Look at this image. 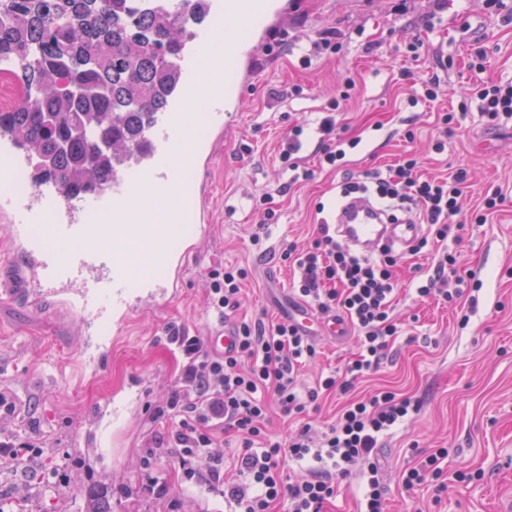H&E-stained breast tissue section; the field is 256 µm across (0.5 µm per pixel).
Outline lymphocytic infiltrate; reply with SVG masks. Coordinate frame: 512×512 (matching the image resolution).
<instances>
[{"instance_id":"lymphocytic-infiltrate-1","label":"lymphocytic infiltrate","mask_w":512,"mask_h":512,"mask_svg":"<svg viewBox=\"0 0 512 512\" xmlns=\"http://www.w3.org/2000/svg\"><path fill=\"white\" fill-rule=\"evenodd\" d=\"M488 121L512 116V82L477 85L472 93ZM415 156H408L388 175L367 173L381 199L415 204L436 237L447 238L449 220L459 211L467 181L465 172L451 179L417 177ZM314 245L298 251L282 248V261L299 271L298 291L320 312L343 314L358 333V355L342 375L321 378L306 395H298V370L315 348L295 323L239 322L235 347L219 353L201 337L179 326L167 340L181 358L168 416L174 424L166 434L183 484L204 483L231 503L234 512H326L336 496V478L355 465L366 468L362 512H381L383 488L372 457L380 439L419 410L418 401L381 392L347 404L321 441L301 431L280 442L268 435L269 403L277 401L286 415L301 416L321 392H348L377 369L389 340L398 332L389 316L398 283L392 274L397 260L390 252L373 261L342 247L330 225L318 228ZM246 268L217 266L210 272L209 304L220 316L237 312L242 302ZM242 435L234 460L236 477L224 478V434Z\"/></svg>"}]
</instances>
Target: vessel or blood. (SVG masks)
Masks as SVG:
<instances>
[{
	"label": "vessel or blood",
	"mask_w": 512,
	"mask_h": 512,
	"mask_svg": "<svg viewBox=\"0 0 512 512\" xmlns=\"http://www.w3.org/2000/svg\"><path fill=\"white\" fill-rule=\"evenodd\" d=\"M287 8V0H211L209 20L186 37L182 85L168 109L155 113L147 145L131 163L133 176L118 175L81 196L52 182L24 193L0 192V226L18 258L0 288L19 291L34 309L51 306L73 317L89 364L101 365L108 355L103 327L120 329L145 304L180 292L187 257L210 233L205 183L189 192L180 175L211 161L223 144L240 110L242 90L254 77L266 29ZM219 25L232 37L215 54L211 46ZM197 95L206 106L201 117L192 110ZM201 119L210 125L213 140L195 138ZM26 164L14 135L1 132L0 177ZM90 211L98 223H86ZM334 221L338 237L363 252L388 246L406 253L423 234L422 225L398 218L362 193L345 195ZM40 222L45 230L39 235L31 227ZM130 407L129 400L114 397L90 410L94 455H101L113 424Z\"/></svg>",
	"instance_id": "vessel-or-blood-1"
}]
</instances>
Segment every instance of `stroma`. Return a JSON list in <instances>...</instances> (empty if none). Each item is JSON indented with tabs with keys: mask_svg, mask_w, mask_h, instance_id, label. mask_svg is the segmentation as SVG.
I'll return each mask as SVG.
<instances>
[{
	"mask_svg": "<svg viewBox=\"0 0 512 512\" xmlns=\"http://www.w3.org/2000/svg\"><path fill=\"white\" fill-rule=\"evenodd\" d=\"M271 31L278 46L259 50L257 77L245 89L242 110L208 175L188 174L195 181L208 179L212 231L187 258L184 288L176 298L135 314L112 335L101 370L87 374L84 341L72 317L61 311L38 314L0 293V394L15 407L4 423L42 450L28 479L0 457V494L14 496L25 485L27 512H220L225 503L207 486L180 484L173 449L153 446L171 426L161 412L181 364L165 340L167 326L204 337L262 310L272 321L307 310L294 290L297 271L278 257L281 247L312 245L318 224L334 218L345 178L388 172L409 154L417 156V173L425 178L466 171L462 215L492 193L502 201L485 223L465 224L458 240H433L422 252L402 256L394 274L405 284L423 279L438 253L449 250L473 285L453 303L438 294L400 293L393 308L400 333L379 368L351 395L322 393L305 417L273 409L271 432L285 440L306 423L325 431L350 397L379 390L415 396L422 401L420 411L385 434L375 450L385 512H499L501 502L512 499V118L490 123L473 110L449 131L438 121L472 86L512 80V0L497 9L487 0H300ZM328 31L336 34L337 52L311 54L312 41ZM417 39L424 48L412 61L405 51ZM477 43L488 54L482 72L468 67ZM405 68L412 73L407 80L400 75ZM435 75L441 79L438 98L411 105L422 81ZM285 86L297 87V94L274 98V90ZM344 90L350 98L335 115L336 128L351 146L344 165L330 169L319 162L316 127ZM302 123L307 129L300 164L314 175L296 182L279 166V147ZM244 144L252 154H241ZM266 193L279 220L269 226L261 253L250 237L263 219L256 203ZM228 200L239 202L236 213L226 214ZM220 263L252 271L240 309L224 319L206 304L208 273ZM308 312L317 356L300 379L311 387L320 375L353 361L358 346L354 333L336 338L324 328L321 313ZM116 393L135 397L129 423L95 463L85 450L84 418ZM438 448L448 451L442 484L404 492L403 470ZM149 456L155 459L150 474L143 469ZM52 457L74 462L62 473L69 494L41 478ZM477 470L482 479L458 481V472ZM153 479L167 485V495L152 492Z\"/></svg>",
	"mask_w": 512,
	"mask_h": 512,
	"instance_id": "obj_1",
	"label": "stroma"
}]
</instances>
